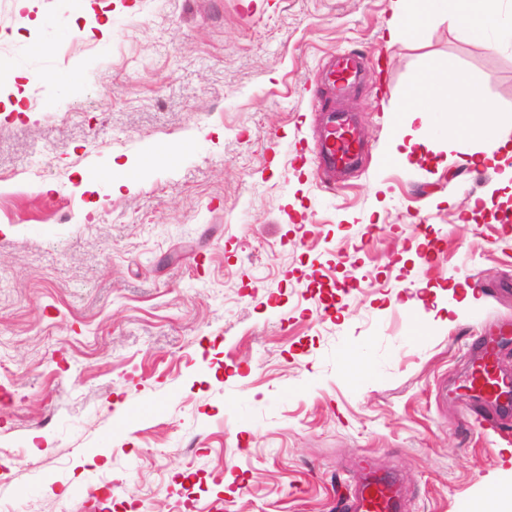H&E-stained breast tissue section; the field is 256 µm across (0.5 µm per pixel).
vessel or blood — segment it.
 Masks as SVG:
<instances>
[{
	"label": "vessel or blood",
	"mask_w": 512,
	"mask_h": 512,
	"mask_svg": "<svg viewBox=\"0 0 512 512\" xmlns=\"http://www.w3.org/2000/svg\"><path fill=\"white\" fill-rule=\"evenodd\" d=\"M364 69L361 55L337 53L330 57L324 72L328 81L327 117L317 154L326 173L346 172L362 164L365 144L345 100L357 85ZM512 335V321L498 324L495 333L481 337L475 346L476 360L468 376L471 389L494 405L497 424L512 418V384L497 372L501 338ZM345 512H404L398 484L392 476L370 474L357 490L344 499Z\"/></svg>",
	"instance_id": "vessel-or-blood-1"
}]
</instances>
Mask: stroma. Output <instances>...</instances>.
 Wrapping results in <instances>:
<instances>
[{
  "instance_id": "stroma-1",
  "label": "stroma",
  "mask_w": 512,
  "mask_h": 512,
  "mask_svg": "<svg viewBox=\"0 0 512 512\" xmlns=\"http://www.w3.org/2000/svg\"><path fill=\"white\" fill-rule=\"evenodd\" d=\"M393 7L0 0V507L337 512L369 472L408 512L512 491V435L461 398L512 317V155L388 159L426 62L449 104L512 110V45L444 16L391 44ZM340 50L367 61L345 182L301 158Z\"/></svg>"
}]
</instances>
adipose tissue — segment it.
Instances as JSON below:
<instances>
[{
    "label": "adipose tissue",
    "instance_id": "ef3b65f1",
    "mask_svg": "<svg viewBox=\"0 0 512 512\" xmlns=\"http://www.w3.org/2000/svg\"><path fill=\"white\" fill-rule=\"evenodd\" d=\"M499 0H396V7L387 24L388 38L397 42L410 34L418 24L436 16H447L467 36L492 35L495 43L512 44V26H502L497 4ZM410 115L414 126L409 129L410 142L414 145H440L442 150L462 153L471 139L480 137L499 144L498 121L506 119L512 124V113L504 114L493 103H484L483 112L490 118L483 126H475L469 114H462L449 127L443 140H436L431 116L446 111L444 92L435 77L433 64H426L418 80L410 86L401 105Z\"/></svg>",
    "mask_w": 512,
    "mask_h": 512
}]
</instances>
